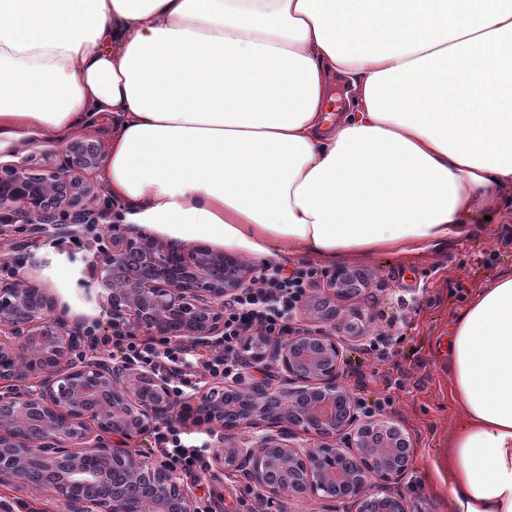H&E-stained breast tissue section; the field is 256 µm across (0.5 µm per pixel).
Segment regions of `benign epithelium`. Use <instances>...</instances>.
Instances as JSON below:
<instances>
[{
    "instance_id": "7a95c632",
    "label": "benign epithelium",
    "mask_w": 512,
    "mask_h": 512,
    "mask_svg": "<svg viewBox=\"0 0 512 512\" xmlns=\"http://www.w3.org/2000/svg\"><path fill=\"white\" fill-rule=\"evenodd\" d=\"M61 166L0 168V223L90 226L99 213L87 175L103 166L100 140L77 138ZM253 268L202 246L174 250L145 236L114 234L86 260L84 274L109 323L142 336L206 345L224 331V298L253 286ZM302 316L318 323L275 344L255 338L252 364L267 362L279 383L218 380L190 413L224 436L216 467L240 471L270 497L341 499L355 512H410L396 490L414 457L410 437L366 413L340 382L335 297L347 296L339 268ZM45 286L0 282V485L50 489L60 512H197L169 465L129 443L161 421L181 418L169 381L102 354L74 363L85 320ZM26 390L14 392L19 383ZM250 433L242 439L240 434Z\"/></svg>"
}]
</instances>
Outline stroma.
Here are the masks:
<instances>
[{
  "label": "stroma",
  "mask_w": 512,
  "mask_h": 512,
  "mask_svg": "<svg viewBox=\"0 0 512 512\" xmlns=\"http://www.w3.org/2000/svg\"><path fill=\"white\" fill-rule=\"evenodd\" d=\"M61 142L32 136L0 147V165L24 159L62 160ZM0 256L21 259L25 275L37 278L67 302L73 314L104 319L95 292L81 270L86 253L70 242L28 230L0 236ZM345 268L364 272L368 288L336 305L343 316L360 311L358 326L369 334L396 337L379 352L345 337L341 381L366 409L411 435L416 452L401 486L412 512H450L448 437L460 408L448 372V331L467 298L499 274L512 271V211L500 210L478 225L474 236L424 256L377 254L348 259ZM243 473H220L194 485L211 512H349L341 502H297L261 494L243 495Z\"/></svg>",
  "instance_id": "1"
}]
</instances>
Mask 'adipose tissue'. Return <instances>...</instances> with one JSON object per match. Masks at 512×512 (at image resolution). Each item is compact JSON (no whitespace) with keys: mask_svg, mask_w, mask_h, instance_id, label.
Here are the masks:
<instances>
[{"mask_svg":"<svg viewBox=\"0 0 512 512\" xmlns=\"http://www.w3.org/2000/svg\"><path fill=\"white\" fill-rule=\"evenodd\" d=\"M97 116L124 223L264 262L426 254L512 205V0H0V143ZM448 368L451 510L512 512V273Z\"/></svg>","mask_w":512,"mask_h":512,"instance_id":"adipose-tissue-1","label":"adipose tissue"}]
</instances>
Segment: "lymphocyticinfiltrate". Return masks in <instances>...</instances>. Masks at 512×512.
I'll return each mask as SVG.
<instances>
[{
  "label": "lymphocytic infiltrate",
  "mask_w": 512,
  "mask_h": 512,
  "mask_svg": "<svg viewBox=\"0 0 512 512\" xmlns=\"http://www.w3.org/2000/svg\"><path fill=\"white\" fill-rule=\"evenodd\" d=\"M322 276V271L314 267L288 271L281 265H263L257 287L225 298L224 334L204 353L180 341L136 335L121 324L113 325L107 332L88 325L87 338L105 354H119L123 360L169 377L173 396L182 403L210 379H241L242 349L252 333H260L272 341L287 338L294 329V316ZM219 440V434L211 432L201 443H187L181 430L171 422L154 432L155 448L186 478L197 482L205 479L208 454Z\"/></svg>",
  "instance_id": "f902f5d3"
}]
</instances>
